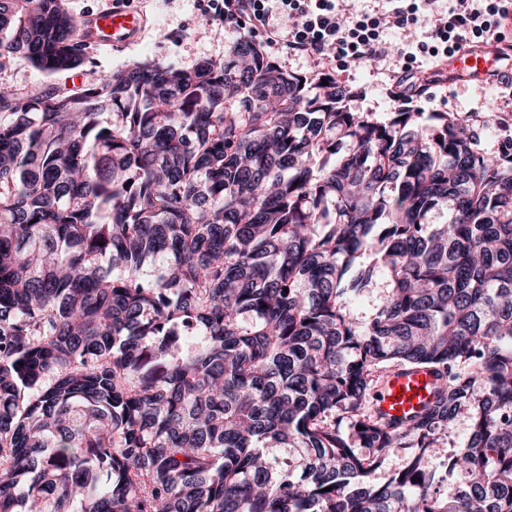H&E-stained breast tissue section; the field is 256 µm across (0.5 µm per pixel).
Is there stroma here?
Listing matches in <instances>:
<instances>
[{
  "instance_id": "stroma-1",
  "label": "stroma",
  "mask_w": 512,
  "mask_h": 512,
  "mask_svg": "<svg viewBox=\"0 0 512 512\" xmlns=\"http://www.w3.org/2000/svg\"><path fill=\"white\" fill-rule=\"evenodd\" d=\"M132 9L146 13L147 28L133 42L112 48L89 47L88 61L82 68L85 82L100 75L147 59H159L180 68H193L198 61L224 60L237 40L236 32L213 21L218 0H129ZM424 25L389 30L388 54L380 60L355 61L345 67L341 82L352 94L347 106L354 112H368L378 120L399 107L394 98L393 82L401 67L415 72L428 70L424 57L405 62L399 51L408 40L427 38ZM0 85L26 91L43 86L71 87L70 74L46 76L29 62L15 58L0 66ZM436 96L420 102L424 112H456L476 119L493 117L494 121L512 123V93L497 83L477 80H443L435 88Z\"/></svg>"
}]
</instances>
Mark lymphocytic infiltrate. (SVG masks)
Wrapping results in <instances>:
<instances>
[{
    "instance_id": "obj_1",
    "label": "lymphocytic infiltrate",
    "mask_w": 512,
    "mask_h": 512,
    "mask_svg": "<svg viewBox=\"0 0 512 512\" xmlns=\"http://www.w3.org/2000/svg\"><path fill=\"white\" fill-rule=\"evenodd\" d=\"M337 0H224L216 18L230 28L264 30L269 42L289 52H303L329 63L344 65L354 60L378 59L386 55L385 36L394 27L420 22L431 27L428 40L414 49H401L404 59L422 53L434 62L455 55L466 44L502 42L500 28L512 18V0H455L448 13L433 10L436 0H389L386 11L362 12L342 21ZM291 20L281 31L274 20Z\"/></svg>"
}]
</instances>
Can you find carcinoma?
I'll return each instance as SVG.
<instances>
[{
	"instance_id": "1",
	"label": "carcinoma",
	"mask_w": 512,
	"mask_h": 512,
	"mask_svg": "<svg viewBox=\"0 0 512 512\" xmlns=\"http://www.w3.org/2000/svg\"><path fill=\"white\" fill-rule=\"evenodd\" d=\"M81 27L0 0V64L77 70ZM348 97L246 34L191 69L0 86V512H512V142ZM394 368L441 384L387 422ZM464 414L444 499L428 463ZM383 288H385V276L381 275L374 288L351 301L350 307L354 314L362 319L370 318L380 304ZM406 457V449L393 448L382 467L375 472L373 481L375 483L385 482L390 475L398 472L404 466Z\"/></svg>"
}]
</instances>
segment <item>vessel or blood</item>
<instances>
[{
    "label": "vessel or blood",
    "instance_id": "obj_1",
    "mask_svg": "<svg viewBox=\"0 0 512 512\" xmlns=\"http://www.w3.org/2000/svg\"><path fill=\"white\" fill-rule=\"evenodd\" d=\"M84 23L91 33V43L117 46L135 36L143 19L128 9L123 0H114L109 11L88 13ZM499 54L500 50L494 44L468 47L458 57L448 60V70L471 78H484ZM436 383V378L425 370L393 371L382 384L376 407L388 418L409 416L432 400Z\"/></svg>",
    "mask_w": 512,
    "mask_h": 512
}]
</instances>
